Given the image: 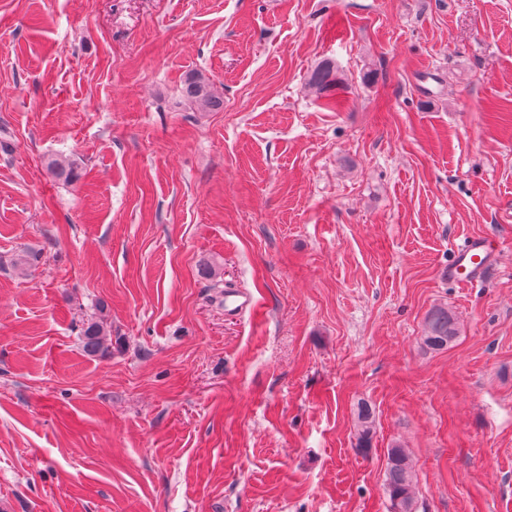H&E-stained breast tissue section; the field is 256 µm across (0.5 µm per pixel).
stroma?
<instances>
[{
  "mask_svg": "<svg viewBox=\"0 0 512 512\" xmlns=\"http://www.w3.org/2000/svg\"><path fill=\"white\" fill-rule=\"evenodd\" d=\"M394 444L512 512V0H0V512H387ZM335 68L330 62H323L310 75V85L320 94L329 91L337 83ZM185 97L202 110H219L223 101L210 89L209 82L202 78L189 79L184 88ZM492 261L489 239L485 236L469 237L455 250L446 275L453 281L476 284L481 281L483 273ZM251 307L250 297L238 289H226L224 292V312L237 317ZM427 325L428 331L423 342L431 350L447 349L459 335L456 318L448 311V308L434 309L428 316ZM107 324L101 320H91L82 329V347L91 355H104L109 348L110 339ZM375 418L371 408L362 404L357 413V424H356V438H357V449L365 452L371 446V441L374 433Z\"/></svg>",
  "mask_w": 512,
  "mask_h": 512,
  "instance_id": "35a3bbf8",
  "label": "stroma"
}]
</instances>
